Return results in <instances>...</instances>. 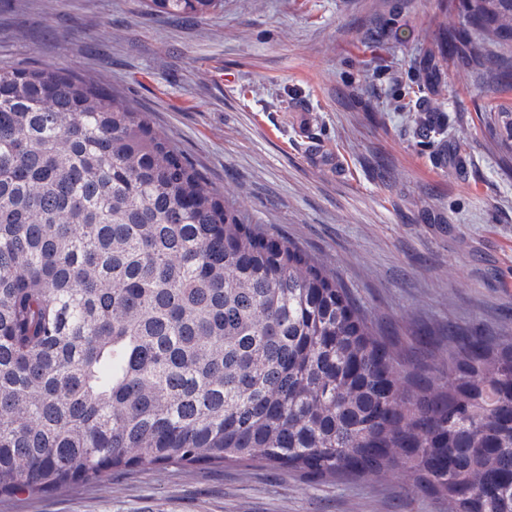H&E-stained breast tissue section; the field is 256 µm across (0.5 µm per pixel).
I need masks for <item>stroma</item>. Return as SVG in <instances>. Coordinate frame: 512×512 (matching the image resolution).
<instances>
[{
  "label": "stroma",
  "mask_w": 512,
  "mask_h": 512,
  "mask_svg": "<svg viewBox=\"0 0 512 512\" xmlns=\"http://www.w3.org/2000/svg\"><path fill=\"white\" fill-rule=\"evenodd\" d=\"M459 0H9L0 68L63 66L147 112L249 219L336 274L408 365L512 338V162L480 109L512 93L443 59ZM442 125L421 136L416 116ZM0 512H448L402 468L309 482L248 466L135 467ZM151 12L205 17L224 6L223 0H145Z\"/></svg>",
  "instance_id": "1"
}]
</instances>
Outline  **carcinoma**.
<instances>
[{"mask_svg":"<svg viewBox=\"0 0 512 512\" xmlns=\"http://www.w3.org/2000/svg\"><path fill=\"white\" fill-rule=\"evenodd\" d=\"M462 2L442 53L511 56L512 0ZM489 119L512 154V112ZM253 462L313 481L401 466L453 512H512V340L408 368L333 272L134 104L64 68H1L0 494Z\"/></svg>","mask_w":512,"mask_h":512,"instance_id":"1","label":"carcinoma"}]
</instances>
